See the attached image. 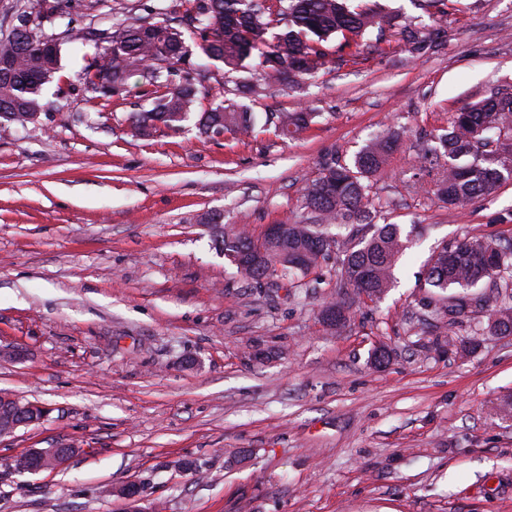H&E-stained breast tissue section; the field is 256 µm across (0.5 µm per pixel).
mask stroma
I'll list each match as a JSON object with an SVG mask.
<instances>
[{
	"instance_id": "1",
	"label": "stroma",
	"mask_w": 512,
	"mask_h": 512,
	"mask_svg": "<svg viewBox=\"0 0 512 512\" xmlns=\"http://www.w3.org/2000/svg\"><path fill=\"white\" fill-rule=\"evenodd\" d=\"M368 2L418 44L395 30L331 41L293 88L253 58L229 76L210 63L231 103L319 113L294 140L261 126L208 138L192 120L134 138L140 75L107 101L84 91L101 30L180 17L185 0H80L43 22L62 43L49 106L0 124V392L50 414L0 437V512H124L130 484L145 512H512V335L486 331L474 299L428 327L420 286L440 243L512 242V181L451 211L424 177L454 112L512 93V0H449L440 23L421 0ZM387 128L399 138L370 196L382 221L423 231L396 288L336 331L320 318L336 260L291 291L239 281L207 217L255 236L302 218L325 165ZM64 444L75 452L56 470L7 468Z\"/></svg>"
}]
</instances>
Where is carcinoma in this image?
Listing matches in <instances>:
<instances>
[{
  "label": "carcinoma",
  "instance_id": "carcinoma-1",
  "mask_svg": "<svg viewBox=\"0 0 512 512\" xmlns=\"http://www.w3.org/2000/svg\"><path fill=\"white\" fill-rule=\"evenodd\" d=\"M186 2L190 7L177 23L163 19L112 24V32L101 37L81 74L85 91L95 98L112 97L137 73L153 87L150 106L132 117L133 137H150L161 126L179 130L203 94L213 100L210 109L200 113L203 134L224 132L239 140L253 131V114L226 104L224 88L203 90L193 82L198 62L185 43L186 27L200 37L206 59L236 71L255 53L262 72L295 86L324 66V43L330 39L341 38L349 46L371 29L381 34L394 26L393 19L364 0ZM35 7L41 20L62 16L60 0H35ZM31 24V13L20 12L13 39L0 44V118L20 124L44 111L48 102L43 90L59 70V45L34 33ZM315 119L314 112L265 114V123L287 139L309 129ZM395 141L387 132L366 145L352 163L326 166L304 195L307 221L282 222L284 230L276 240L245 231L220 234L218 243L238 278L297 288L302 276L334 254L343 287L359 298L380 300L393 285L394 270L411 236L399 224L374 223L368 199L370 179L385 164ZM439 143L426 169L439 201L452 210L494 196L512 180V93L495 92L455 114ZM506 279L512 280V242L503 246L479 236L451 245L442 242L426 265V283L437 296L431 313L451 325L463 304L448 303V291L481 283L496 286ZM322 318L342 326L350 319L349 307L330 302ZM487 328L512 334V292L495 297Z\"/></svg>",
  "mask_w": 512,
  "mask_h": 512
}]
</instances>
